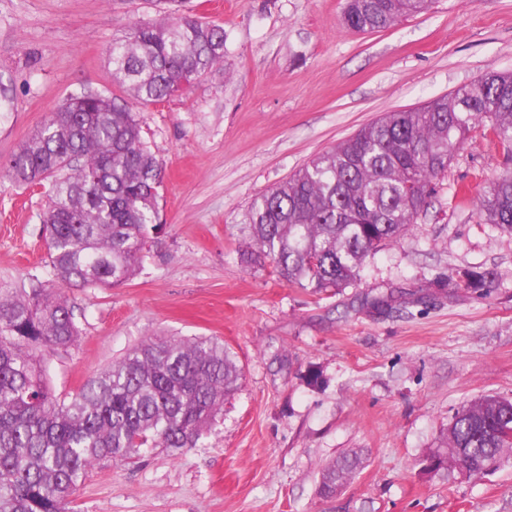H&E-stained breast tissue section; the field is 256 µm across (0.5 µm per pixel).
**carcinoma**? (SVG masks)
Returning <instances> with one entry per match:
<instances>
[{
	"label": "carcinoma",
	"instance_id": "carcinoma-1",
	"mask_svg": "<svg viewBox=\"0 0 512 512\" xmlns=\"http://www.w3.org/2000/svg\"><path fill=\"white\" fill-rule=\"evenodd\" d=\"M162 17L136 23L112 42L109 63L123 95L84 92L38 125L0 174L23 186L51 183L42 219L54 279L80 288H117L142 263L160 216L163 170L142 137L141 112L224 69V25L161 0ZM432 0H347L352 31L386 28ZM482 126L512 157V73L487 70L446 96L389 112L315 155L257 198L247 231L258 258L298 288L320 294L355 287L367 257L399 241L444 174L452 152ZM477 223L512 235V168L479 191ZM497 272L463 270L455 287H493ZM74 307L37 274L0 287V512H67L99 460L143 448L194 447L222 415L242 371L224 341L153 336L87 382L69 400L45 377L48 356L79 339ZM512 456V399L460 405L446 447L422 460L438 474L453 460L480 479ZM343 457L322 471L319 495L335 493L360 469Z\"/></svg>",
	"mask_w": 512,
	"mask_h": 512
}]
</instances>
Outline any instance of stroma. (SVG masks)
<instances>
[{
  "label": "stroma",
  "mask_w": 512,
  "mask_h": 512,
  "mask_svg": "<svg viewBox=\"0 0 512 512\" xmlns=\"http://www.w3.org/2000/svg\"><path fill=\"white\" fill-rule=\"evenodd\" d=\"M345 5L192 0L196 16L223 24L229 71L145 112L165 231L127 285L62 286L81 339L49 357L47 375L71 398L167 334L222 339L243 376L202 443L98 462L77 512H512V462L479 480L420 465L462 403L512 397V235L475 217L476 190L507 166L500 144L470 133L358 287L315 295L243 258L252 203L314 155L488 69L512 72V0H434L373 32L347 29ZM158 16L152 0H0V82L17 101L0 112V161L75 92H117L113 39ZM47 201L0 177V284L46 272ZM473 266L498 272L488 295L436 289ZM387 294L406 312L362 309ZM354 452L364 467L319 496L321 469Z\"/></svg>",
  "instance_id": "35a3bbf8"
}]
</instances>
